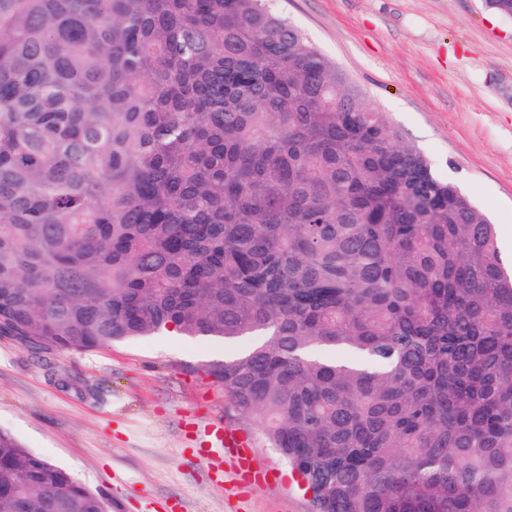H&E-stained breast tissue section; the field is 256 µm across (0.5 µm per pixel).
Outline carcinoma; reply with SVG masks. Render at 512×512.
<instances>
[{"mask_svg": "<svg viewBox=\"0 0 512 512\" xmlns=\"http://www.w3.org/2000/svg\"><path fill=\"white\" fill-rule=\"evenodd\" d=\"M163 333L238 347L311 512H512L485 212L269 0H0V336ZM0 512L109 504L0 431Z\"/></svg>", "mask_w": 512, "mask_h": 512, "instance_id": "obj_1", "label": "carcinoma"}]
</instances>
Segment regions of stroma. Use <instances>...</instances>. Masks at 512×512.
I'll use <instances>...</instances> for the list:
<instances>
[{"mask_svg": "<svg viewBox=\"0 0 512 512\" xmlns=\"http://www.w3.org/2000/svg\"><path fill=\"white\" fill-rule=\"evenodd\" d=\"M495 224L512 225V18L486 0H275ZM223 341L158 336L41 356L0 336V430L99 492L111 512H311L263 426L201 375ZM252 444L267 478L237 489L203 427Z\"/></svg>", "mask_w": 512, "mask_h": 512, "instance_id": "stroma-1", "label": "stroma"}]
</instances>
